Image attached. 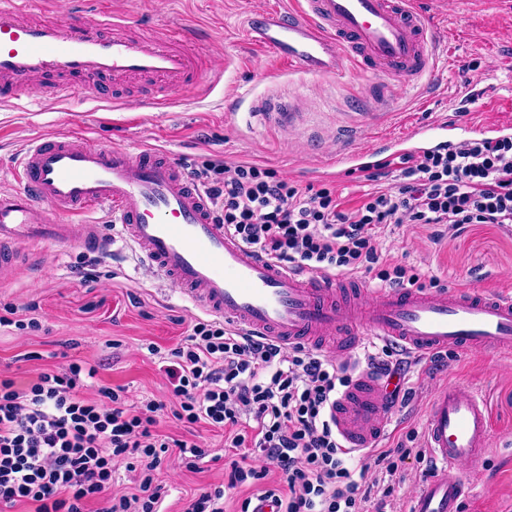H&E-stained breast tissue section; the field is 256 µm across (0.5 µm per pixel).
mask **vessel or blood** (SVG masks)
I'll list each match as a JSON object with an SVG mask.
<instances>
[{
	"instance_id": "b4317fda",
	"label": "vessel or blood",
	"mask_w": 512,
	"mask_h": 512,
	"mask_svg": "<svg viewBox=\"0 0 512 512\" xmlns=\"http://www.w3.org/2000/svg\"><path fill=\"white\" fill-rule=\"evenodd\" d=\"M30 0H0V100L39 93L65 99L83 90L109 98L120 82L137 78L141 96L158 106L197 87L203 35L182 25L146 33L99 8L72 9L30 21ZM253 47L280 63L320 77L348 68L385 76L373 98L391 104V85H412L430 74L439 43L418 0H275L241 28ZM512 136V116L470 123L437 119L392 143L344 154L339 169L320 177L361 174L385 161L456 146L472 135ZM16 190H0V274L14 248L51 243L111 252L115 241L137 251L163 282L195 308L225 325L283 345H323L336 352L351 382L331 419L345 448H374L387 422L388 398L399 378L363 367L356 351L365 337L421 357L448 350L512 357V293L485 288H377L357 280L294 271L243 245L213 220L210 200L167 151L133 153L82 136L36 140L17 159ZM62 213L57 223L42 206ZM106 209L119 238L84 221ZM431 470L409 512H459L471 484L461 466H478L491 440V412L483 395L442 388L425 421Z\"/></svg>"
}]
</instances>
